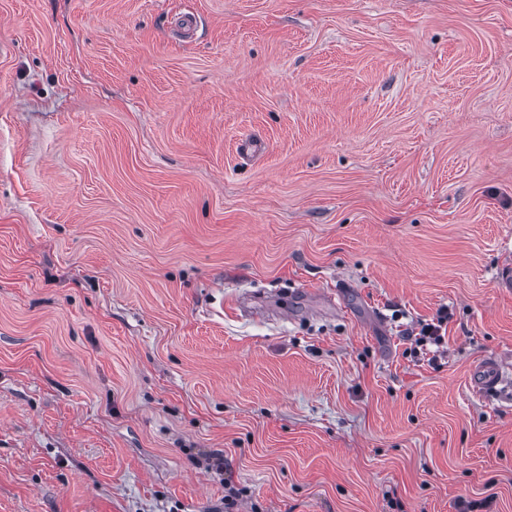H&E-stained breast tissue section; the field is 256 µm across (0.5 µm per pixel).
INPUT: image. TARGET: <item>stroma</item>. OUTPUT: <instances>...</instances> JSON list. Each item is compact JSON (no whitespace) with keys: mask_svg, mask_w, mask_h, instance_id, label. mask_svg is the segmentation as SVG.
<instances>
[{"mask_svg":"<svg viewBox=\"0 0 512 512\" xmlns=\"http://www.w3.org/2000/svg\"><path fill=\"white\" fill-rule=\"evenodd\" d=\"M507 263L512 0H0V512H512ZM448 315L447 313H441L436 322L434 320L431 323H424L421 325L420 332L418 333L419 337L415 339L416 346H419L424 349L428 345L440 346L444 341L445 336V323L447 322ZM444 331V333H443ZM511 367L497 356H487L476 362L470 370L468 389L478 398L495 396L501 402L511 404Z\"/></svg>","mask_w":512,"mask_h":512,"instance_id":"1","label":"stroma"}]
</instances>
